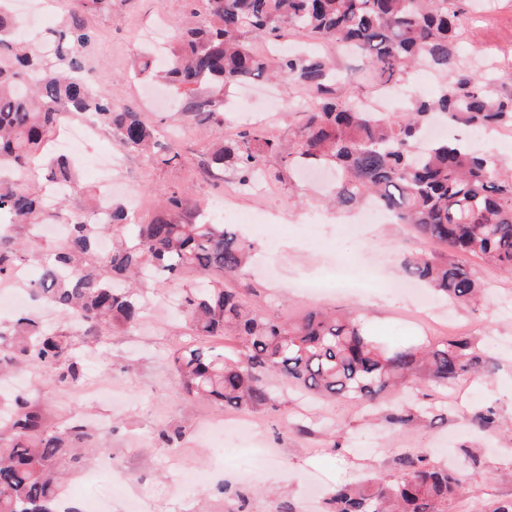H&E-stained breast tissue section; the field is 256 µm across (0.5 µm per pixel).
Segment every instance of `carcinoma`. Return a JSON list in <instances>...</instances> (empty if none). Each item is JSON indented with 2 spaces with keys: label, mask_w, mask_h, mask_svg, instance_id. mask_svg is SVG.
Listing matches in <instances>:
<instances>
[{
  "label": "carcinoma",
  "mask_w": 512,
  "mask_h": 512,
  "mask_svg": "<svg viewBox=\"0 0 512 512\" xmlns=\"http://www.w3.org/2000/svg\"><path fill=\"white\" fill-rule=\"evenodd\" d=\"M187 2L193 24L172 26L173 52L158 63L146 59L139 71L173 86L184 101L182 111L222 122L224 99L202 100L199 90L270 77L315 93L292 136L255 125L207 151L199 162L204 172L230 169L245 185L256 176L279 181L299 166L336 169L334 206L373 200L397 223L448 246L449 256H408L403 268L456 306L478 303L488 288L455 254L512 274V166L458 139L413 150L439 115L473 132L512 125V95H493L490 81L455 52L460 0ZM110 8L112 0H74L68 25L54 39V54L46 56L21 39L15 16L0 5V284L21 280L27 247L22 231L53 218L33 184L34 163L48 152V134L65 116L91 114L124 151L154 166L184 161L176 144L140 113L93 92L85 56L94 32L86 14ZM290 34L355 49L380 83L397 84L410 66L423 63L442 73L446 86L397 115L365 112L353 95L352 72L330 68L312 50L267 55L251 44L257 37L278 41ZM60 178L68 179L71 192L82 191L64 156L49 163L47 180ZM250 251L230 225L190 214L182 191L171 192L162 214L148 224L136 223L122 204L112 205L104 218L94 203L73 214L65 242L45 254L27 287L59 317L83 321L86 336L97 340L102 330L127 333L140 324L145 304L135 285L145 271L159 280L189 270L202 275V287L181 296L195 339L173 351L172 372L183 400L206 399L223 409L277 410L271 375L312 396L372 406L389 389L415 379L443 387L494 369L479 343L468 338L431 347L387 346L359 313L315 309L288 323L271 318L212 278L239 275ZM226 334L239 339L232 353L207 344ZM29 368L48 370L60 388L83 386L78 337L48 328L31 312L0 324V379ZM474 424L494 430L495 410H478ZM90 447L92 434L84 425L53 421L19 388L0 391V512H83L64 505L60 475L83 463ZM397 465L394 475L337 485L325 512H454L465 482L482 469L479 456L468 450L455 468L417 452L402 454Z\"/></svg>",
  "instance_id": "1"
}]
</instances>
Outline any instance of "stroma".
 <instances>
[{
	"instance_id": "1",
	"label": "stroma",
	"mask_w": 512,
	"mask_h": 512,
	"mask_svg": "<svg viewBox=\"0 0 512 512\" xmlns=\"http://www.w3.org/2000/svg\"><path fill=\"white\" fill-rule=\"evenodd\" d=\"M457 42L462 60L493 78L496 93H512V0H467ZM184 0H112V7L94 13L89 22L98 38L86 53V65L98 76L95 90L118 105H132L146 122L176 137L183 165L155 167L130 154L121 177L144 199L137 221L152 219L173 189L186 191L190 206L223 204L233 172L218 179L202 173L199 157L216 142L235 137L247 122L240 94L224 98V120L198 123L182 113L180 98L151 109L133 77L147 43L134 34L160 26L188 24ZM273 98L291 96L288 111L270 115L276 134L296 132L311 93L283 88L268 81ZM329 179L292 178L267 187L259 196L244 195L225 221L239 226L252 243V259L243 272L225 279L230 288L244 289L251 307L288 321L313 309L355 310L373 334L389 344L427 345L455 335L478 337L495 359L493 373L463 379L441 388L427 383L385 396L371 412L353 403L319 401L295 393L281 380L274 393L283 406L277 412L219 409L205 401L181 399L173 383L169 356L191 335L182 314H159L156 322L121 334L101 333L88 375L109 379L125 393L123 402L108 404L85 397L72 401L46 375L27 371L26 388L52 419H79L95 429V453L73 471L67 496L76 502L107 494L113 477H125L130 488L147 492L152 512H227L229 498L217 485L240 489L248 497L247 512H276L280 501L305 505L311 477L322 491L338 482H353L373 473L394 474L400 451L443 448L448 459L462 448L486 446L482 474L466 485L456 512H479L490 499L512 498V448L474 430L475 407L490 405L501 430L512 431V274L477 258L469 264L491 295L478 309L452 307L437 298L428 305L438 314L436 325L417 316L421 305L411 292L372 286L347 291L332 286L329 274L350 270L359 280L380 273L404 280V254L445 255L444 245L422 239L405 224H365L359 235L348 231L350 218L330 213L325 204ZM432 406L434 419L425 425L395 426L390 413L409 411L415 404ZM178 429L183 437L174 447L157 440L159 429Z\"/></svg>"
}]
</instances>
